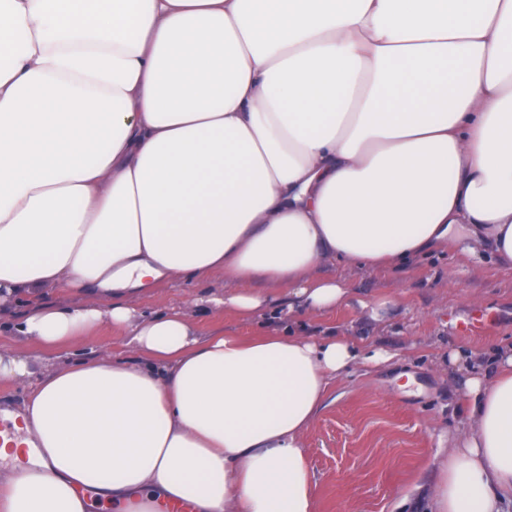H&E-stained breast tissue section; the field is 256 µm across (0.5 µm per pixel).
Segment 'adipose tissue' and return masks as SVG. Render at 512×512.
I'll list each match as a JSON object with an SVG mask.
<instances>
[{
    "label": "adipose tissue",
    "mask_w": 512,
    "mask_h": 512,
    "mask_svg": "<svg viewBox=\"0 0 512 512\" xmlns=\"http://www.w3.org/2000/svg\"><path fill=\"white\" fill-rule=\"evenodd\" d=\"M451 242L512 268V0H0V303L34 346L0 353V512H315L304 434L388 355L192 310L319 316L349 296L321 264ZM105 320L125 353L77 358ZM451 361L432 512H512V343ZM215 287L214 281L179 280L163 284L144 296L139 302V307L147 313L183 309L185 302L193 295L206 293ZM193 319L199 333L203 336L223 329L226 333L246 335L252 333L253 330L258 327V323H261V325H268L267 327H276L280 323L278 317L269 316L267 320L264 319L258 322H246L228 313L225 315L224 313L195 314Z\"/></svg>",
    "instance_id": "adipose-tissue-1"
}]
</instances>
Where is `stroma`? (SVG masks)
Returning a JSON list of instances; mask_svg holds the SVG:
<instances>
[{
  "instance_id": "obj_1",
  "label": "stroma",
  "mask_w": 512,
  "mask_h": 512,
  "mask_svg": "<svg viewBox=\"0 0 512 512\" xmlns=\"http://www.w3.org/2000/svg\"><path fill=\"white\" fill-rule=\"evenodd\" d=\"M320 276L348 284L354 301L297 325L316 336H350L395 354L394 362L354 367L332 388L306 432L316 512H430L429 489L458 426L455 349L489 355L512 341V270L490 249L465 259L448 248L402 269L321 265ZM210 283L156 287L139 307L184 308ZM387 299L379 317L371 303ZM412 375L403 390L399 373Z\"/></svg>"
}]
</instances>
